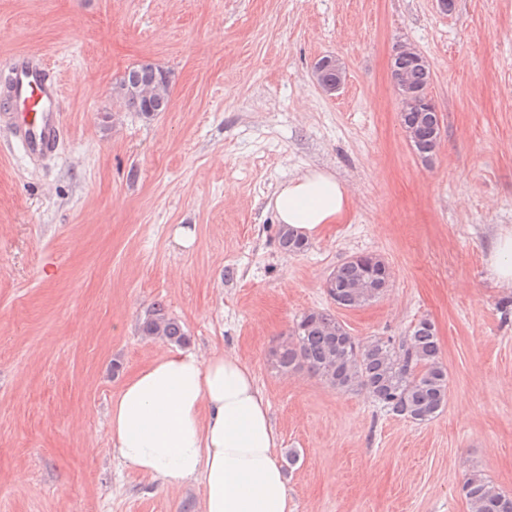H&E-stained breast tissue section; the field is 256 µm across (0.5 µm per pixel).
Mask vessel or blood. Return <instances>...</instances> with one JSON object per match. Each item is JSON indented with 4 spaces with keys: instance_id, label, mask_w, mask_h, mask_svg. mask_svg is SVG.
Instances as JSON below:
<instances>
[{
    "instance_id": "vessel-or-blood-1",
    "label": "vessel or blood",
    "mask_w": 512,
    "mask_h": 512,
    "mask_svg": "<svg viewBox=\"0 0 512 512\" xmlns=\"http://www.w3.org/2000/svg\"><path fill=\"white\" fill-rule=\"evenodd\" d=\"M0 119L33 160L51 157L60 141L61 88L38 53L15 55L0 62Z\"/></svg>"
}]
</instances>
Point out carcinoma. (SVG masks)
<instances>
[{
    "label": "carcinoma",
    "instance_id": "obj_1",
    "mask_svg": "<svg viewBox=\"0 0 512 512\" xmlns=\"http://www.w3.org/2000/svg\"><path fill=\"white\" fill-rule=\"evenodd\" d=\"M415 68L405 46L396 47L393 82ZM169 75L157 65L134 66L116 82V99L123 108L150 120L169 106ZM413 152L424 163L433 161L437 146L429 129H424ZM278 245L293 255L308 249L307 243L283 229L278 232ZM390 278L383 259L360 254L337 266L325 288L337 307L358 309L380 299L390 288ZM139 329L150 338L177 344L186 340L183 325L160 304L145 313ZM269 360L280 374L306 369L337 391L364 392L384 412L417 424L432 421L448 404V369L441 361L436 326L428 318L419 320L404 336H377L361 342L333 313L309 310L296 319L288 338L271 349ZM462 493L470 512H512V495L478 471L464 481Z\"/></svg>",
    "mask_w": 512,
    "mask_h": 512
}]
</instances>
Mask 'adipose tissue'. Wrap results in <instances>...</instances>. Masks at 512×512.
Here are the masks:
<instances>
[{"mask_svg":"<svg viewBox=\"0 0 512 512\" xmlns=\"http://www.w3.org/2000/svg\"><path fill=\"white\" fill-rule=\"evenodd\" d=\"M347 203L336 177L316 168L272 200L278 222L306 240ZM109 439L115 458L166 488L200 483L201 512H291L270 404L236 356L176 350L154 359L113 400Z\"/></svg>","mask_w":512,"mask_h":512,"instance_id":"ef3b65f1","label":"adipose tissue"}]
</instances>
